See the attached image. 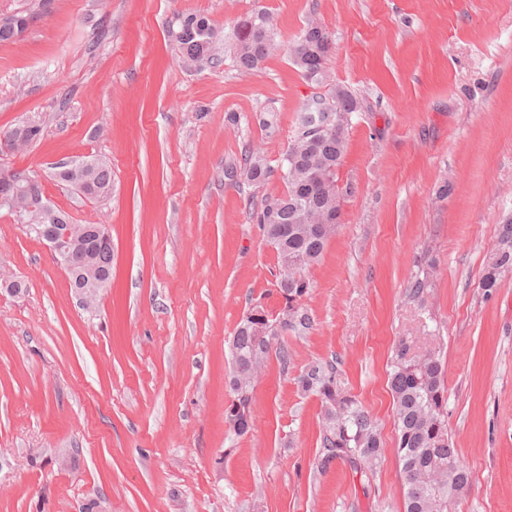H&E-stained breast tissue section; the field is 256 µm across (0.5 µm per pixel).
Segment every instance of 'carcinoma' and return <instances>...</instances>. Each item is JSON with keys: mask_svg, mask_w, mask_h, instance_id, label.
Instances as JSON below:
<instances>
[{"mask_svg": "<svg viewBox=\"0 0 512 512\" xmlns=\"http://www.w3.org/2000/svg\"><path fill=\"white\" fill-rule=\"evenodd\" d=\"M36 14L27 11L0 16V43L20 36ZM180 63L186 68L220 62L221 32L201 13L181 14L169 27ZM234 67L249 73L266 59L288 48V55L306 84L315 89L302 103L289 146L278 164L286 190L250 201L251 219L258 224L266 243L275 249L279 271L276 286L285 299L277 316L255 305L237 324L231 338V402L225 422L237 435L246 434L254 420L253 389L278 337L291 332L305 335L314 319L302 305L311 285L305 271L317 263L330 236L320 224L331 210H340L337 173L347 151L351 115L362 108L348 87L329 82L326 67L332 51V35L321 20L308 18L299 37L283 45L269 12L256 9L237 21L231 36ZM350 109L348 118L323 130L311 121L323 104ZM92 166L80 177L83 192L92 200L112 192V168L104 159L90 157ZM271 174L260 149L245 148L242 171L231 167L227 178L249 183L264 182ZM498 261L488 266L479 288L490 293L498 287L501 273L512 269V218L499 227ZM410 345L401 341L389 373L394 402V448H384L379 429L359 402L338 383L331 363H313L296 381L301 393L321 402L322 434L320 467L339 459L355 469L374 471L390 451L401 465L404 485L403 512H451L456 497L469 484V471L451 448L448 436V388L439 355H409Z\"/></svg>", "mask_w": 512, "mask_h": 512, "instance_id": "1", "label": "carcinoma"}]
</instances>
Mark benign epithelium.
Segmentation results:
<instances>
[{
	"instance_id": "1",
	"label": "benign epithelium",
	"mask_w": 512,
	"mask_h": 512,
	"mask_svg": "<svg viewBox=\"0 0 512 512\" xmlns=\"http://www.w3.org/2000/svg\"><path fill=\"white\" fill-rule=\"evenodd\" d=\"M38 178L34 175L22 176L14 168L0 167V207L19 223L28 224V214L38 212L53 220L51 224H36L39 240L44 243L63 267L69 287L79 305L93 310L95 297L111 285L112 270L96 273L95 286L87 287L88 275L76 263V255L84 250L88 230L54 213V204L47 198H34Z\"/></svg>"
}]
</instances>
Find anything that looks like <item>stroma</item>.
Masks as SVG:
<instances>
[{
    "label": "stroma",
    "instance_id": "obj_1",
    "mask_svg": "<svg viewBox=\"0 0 512 512\" xmlns=\"http://www.w3.org/2000/svg\"><path fill=\"white\" fill-rule=\"evenodd\" d=\"M258 7L285 44L317 14L329 74L362 109L338 232L306 272L314 326L271 349L239 436L224 419L229 339L249 307L285 306L248 201L285 185L224 172L250 143L277 166L310 88L284 52L248 75L228 59L183 68L167 27L202 13L227 32ZM24 120L42 138L0 161L73 222L107 225L112 284L84 310L0 210V284H25L0 294V512H402L394 455L371 473L320 468L321 404L296 378L334 363L393 445L403 340L445 365L449 441L471 474L452 512H512V271L491 295L478 286L512 218V0H52L0 44V132ZM94 155L111 198L53 179L54 163Z\"/></svg>",
    "mask_w": 512,
    "mask_h": 512
}]
</instances>
